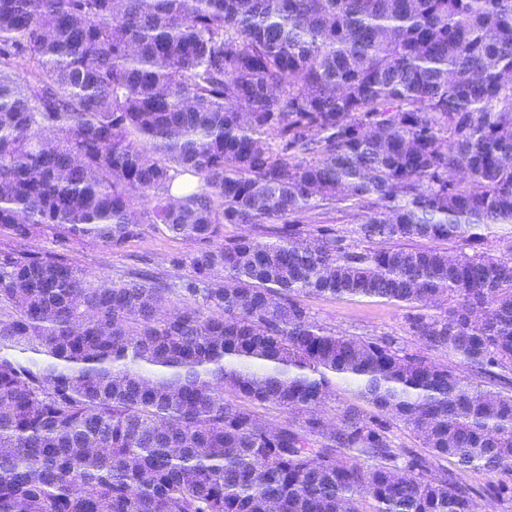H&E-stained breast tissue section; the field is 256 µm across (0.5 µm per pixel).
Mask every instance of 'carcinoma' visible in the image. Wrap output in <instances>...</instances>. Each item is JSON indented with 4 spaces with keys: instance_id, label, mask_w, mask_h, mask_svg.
I'll return each instance as SVG.
<instances>
[{
    "instance_id": "cac0c4a2",
    "label": "carcinoma",
    "mask_w": 512,
    "mask_h": 512,
    "mask_svg": "<svg viewBox=\"0 0 512 512\" xmlns=\"http://www.w3.org/2000/svg\"><path fill=\"white\" fill-rule=\"evenodd\" d=\"M145 224L191 278L0 250V512H474L435 459L512 473V0H0V229ZM304 295L417 308L468 374ZM335 378L430 456L324 421Z\"/></svg>"
}]
</instances>
